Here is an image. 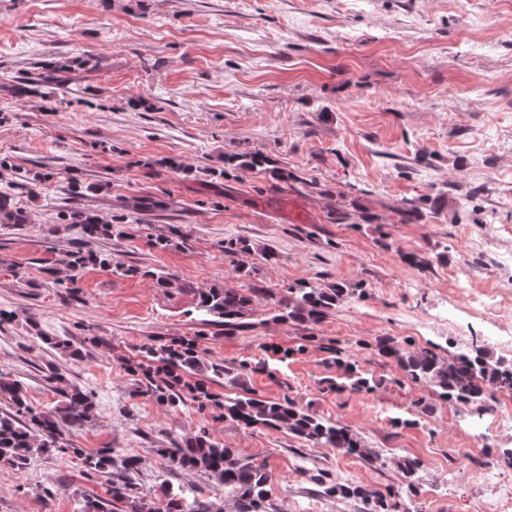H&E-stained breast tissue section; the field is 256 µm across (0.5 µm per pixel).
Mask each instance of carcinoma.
<instances>
[{
	"mask_svg": "<svg viewBox=\"0 0 512 512\" xmlns=\"http://www.w3.org/2000/svg\"><path fill=\"white\" fill-rule=\"evenodd\" d=\"M61 219L78 227L83 241L101 236H128L126 225L109 223L82 208L76 191L72 192V204L63 211ZM24 222L22 211L12 208L11 194L0 189V224ZM185 240L182 230L172 226L167 233L156 236L154 244L167 249L178 247ZM252 251L254 247L246 240L224 242V256L230 259ZM64 263L70 270L68 290L74 288L90 265L123 275L128 273L120 265L112 266V257L86 251L79 244L67 253ZM183 288L193 292L195 311L217 319L226 331L251 327L249 319L253 316V303L259 296L274 299L275 320L316 324L357 291L355 285H322L309 281L289 287L279 297L268 288L214 286L198 289L189 284ZM38 339L62 355L78 357V351L65 336L40 335ZM375 351L378 356L395 363L411 381L430 386L437 399L459 403L479 417L489 410L486 404L489 390L512 389V366L491 360L489 348L483 342L475 341L465 350L445 358L428 347L408 349L394 337L380 336L376 339ZM334 354L337 366L343 370V381H333L330 387L368 392L377 385L376 379L362 371L358 364L338 357L339 350H334ZM246 369V365L237 369L209 362L198 352L193 341L172 340L168 344L147 347L143 360L132 367L136 375L134 393L163 401L174 408L191 402L200 413L214 407L220 410L225 421L245 429L284 428L314 448H333L342 455L356 456L368 462L378 460V455L367 448L359 434L342 423L325 418L287 397L269 399L249 392L242 382ZM205 373L226 380L241 392L215 394L204 383L192 381V376ZM55 380L60 384L61 401L58 406L45 410L30 404L22 381L0 373V395L8 397L10 403L9 409L0 410V464L21 467L34 456L73 454L88 471L112 468L123 473L138 471L139 458L122 455L112 447L101 448L93 454L69 447L68 435L89 422L95 401L92 393L66 384L63 375L56 374ZM158 454L171 468L200 472L218 479L224 484V496L232 502L233 512H266L271 480L267 469L238 457L232 449L213 440L207 427H201L188 439L170 442L158 449ZM397 467L408 488L416 489L418 462L403 459ZM319 483L328 494L362 500L367 505L366 512H406L390 492L372 493L359 484H330L323 477L319 478ZM109 495L108 499L88 501L84 512H114L126 502L130 503V512H223L189 489L175 492L163 483L134 500L129 483L119 480L112 483Z\"/></svg>",
	"mask_w": 512,
	"mask_h": 512,
	"instance_id": "obj_1",
	"label": "carcinoma"
}]
</instances>
